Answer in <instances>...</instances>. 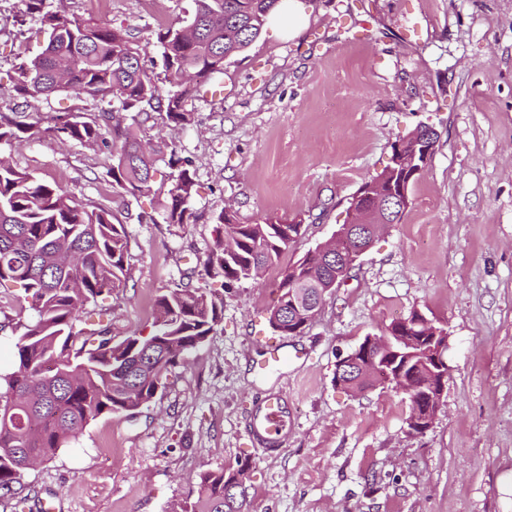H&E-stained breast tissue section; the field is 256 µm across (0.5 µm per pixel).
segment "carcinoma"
I'll list each match as a JSON object with an SVG mask.
<instances>
[{
    "label": "carcinoma",
    "mask_w": 512,
    "mask_h": 512,
    "mask_svg": "<svg viewBox=\"0 0 512 512\" xmlns=\"http://www.w3.org/2000/svg\"><path fill=\"white\" fill-rule=\"evenodd\" d=\"M191 18L153 31L161 47L167 87L140 63L125 29L110 23L79 22L49 0H21V12L37 18L45 34L43 52L17 67L15 91L23 98L66 92L97 102L89 121L73 113L21 123L0 113V143L11 144L41 131L85 148L112 135L116 163L108 170L119 195L139 199L154 193L158 163L171 172V187L158 202L166 224H188L195 173L172 148L148 147L140 118L163 112L176 125L191 122L187 109L198 84L224 71V62L262 33L279 0H194ZM204 262L209 274L230 281L256 280L275 266L300 236L299 224H240L222 211ZM128 233L106 208L88 211L58 186L45 184L0 160V287L12 282L31 301L36 319L22 329L16 369L0 374V496L20 494L24 462H44L76 442L98 417L131 415L149 404L164 379L199 348L222 320L208 294L181 283L158 297L148 333L113 341L93 325L108 316L103 306L125 287ZM336 261L310 264L303 256L279 281L270 326L292 335L316 305L332 292ZM297 308L288 311L292 303ZM92 309H87L88 304ZM89 329H76L79 314ZM347 389L367 391L377 382L358 368ZM181 512H247L244 469L199 475L196 500Z\"/></svg>",
    "instance_id": "1"
}]
</instances>
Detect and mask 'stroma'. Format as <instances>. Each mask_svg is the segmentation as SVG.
<instances>
[{"instance_id": "obj_1", "label": "stroma", "mask_w": 512, "mask_h": 512, "mask_svg": "<svg viewBox=\"0 0 512 512\" xmlns=\"http://www.w3.org/2000/svg\"><path fill=\"white\" fill-rule=\"evenodd\" d=\"M81 20L124 25L160 72L159 23L193 0H67ZM293 37L266 27L190 102V124L153 115L141 128L177 146L199 184L191 223H139L147 197H120L108 147L42 133L0 155L87 209H111L128 232L126 286L109 298L115 339L149 328L155 298L187 279L219 292L223 319L167 387L132 417L102 416L24 483L0 512H178L198 474L244 468L249 512H512V0H305ZM45 45L20 0H0V112L35 121L92 99L30 102L13 90L19 59ZM421 124L439 134L400 223L386 226L350 278L327 296L289 350L288 369H260L277 285L289 264L331 238L349 200ZM298 224L301 237L261 279L225 283L204 261L213 218ZM0 288V371L15 364L16 323L34 320ZM420 312L448 336V376L432 426L407 431L409 399L336 384V361L365 337ZM287 392L294 427L277 456L247 433L253 401Z\"/></svg>"}]
</instances>
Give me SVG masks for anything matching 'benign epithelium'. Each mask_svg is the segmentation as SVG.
<instances>
[{"label": "benign epithelium", "instance_id": "benign-epithelium-1", "mask_svg": "<svg viewBox=\"0 0 512 512\" xmlns=\"http://www.w3.org/2000/svg\"><path fill=\"white\" fill-rule=\"evenodd\" d=\"M426 134L408 142L399 140L392 146L389 159L390 169L403 170L399 184H404L426 170L432 157V139L437 136L434 128L425 127ZM410 199L406 191L396 186L385 191L382 185L361 187L355 193L350 203V221L341 226L327 242L317 246L313 254L318 257L326 254L327 247L336 246V285H341L347 278L358 258L366 251L364 245L353 238L359 232L361 237L375 235L388 224L394 223L398 211L408 208ZM415 326L429 338V349L426 350L428 372L420 380H407L404 371L395 372L393 366L403 352L395 348L390 337L382 339L367 336L348 355L338 358L336 362V384L345 386L349 368L365 364L373 378L389 383L392 377L399 381L398 389L406 392L410 399V413L407 418L408 432L422 434L433 424L439 409L444 389V380L448 374V365L444 359V349L448 336L446 332L435 326L423 315H418L414 321L402 319L398 329Z\"/></svg>", "mask_w": 512, "mask_h": 512}]
</instances>
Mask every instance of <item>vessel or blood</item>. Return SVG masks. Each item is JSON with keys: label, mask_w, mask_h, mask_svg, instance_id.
Segmentation results:
<instances>
[{"label": "vessel or blood", "mask_w": 512, "mask_h": 512, "mask_svg": "<svg viewBox=\"0 0 512 512\" xmlns=\"http://www.w3.org/2000/svg\"><path fill=\"white\" fill-rule=\"evenodd\" d=\"M292 416L288 398L277 393L262 398L253 408L248 421L251 442L267 455L279 454L288 444Z\"/></svg>", "instance_id": "b4317fda"}]
</instances>
